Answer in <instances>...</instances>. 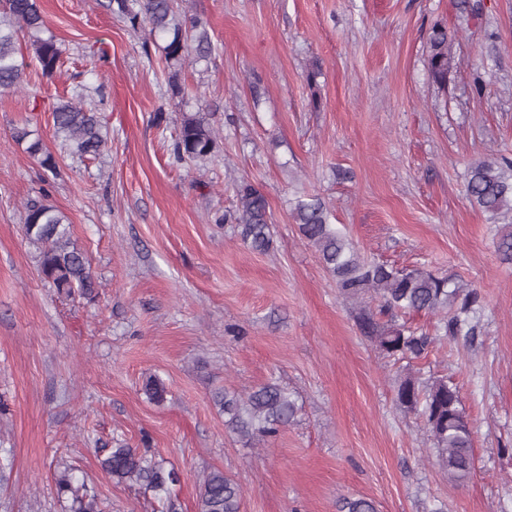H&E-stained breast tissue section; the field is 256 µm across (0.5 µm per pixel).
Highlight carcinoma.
<instances>
[{"instance_id":"obj_1","label":"carcinoma","mask_w":512,"mask_h":512,"mask_svg":"<svg viewBox=\"0 0 512 512\" xmlns=\"http://www.w3.org/2000/svg\"><path fill=\"white\" fill-rule=\"evenodd\" d=\"M108 8L134 28L148 26L151 37H167L163 50L168 62H178L191 52L204 59L215 51L200 19H177L174 0H109ZM23 31L29 35L32 59L43 76H54L60 67L62 49L54 36L43 37L48 27L39 0H0V90L15 89L23 81L27 61L18 46ZM428 48L431 77L444 86L457 67L445 27L432 28ZM52 121L61 148L70 155L96 158L106 150L107 138L100 117L80 101L57 102ZM12 137L19 144H27V152L42 167L56 169L55 157L28 126L14 127ZM215 147L216 135L206 114L183 113L174 143V160H203L212 155ZM465 180L466 196L472 206L487 213L495 224L512 219V158L501 154L474 160L466 167ZM236 198L235 211L224 215V221L235 223L239 236L252 250H271L273 234L264 192L251 182L242 181L236 187ZM293 218L300 235L315 249L346 298L356 303L367 297L378 301L375 311L360 309L358 320L364 334L373 337L387 356L395 360L420 359L440 338L472 333L471 323L481 306L477 290H466L454 279L424 268H396L362 258L351 240L329 222L328 211L317 198L298 200ZM23 230L38 253V271L44 282L67 296L77 294L92 300L98 295L99 282L87 255L73 239L66 216L49 202L47 195L26 203ZM496 247L504 259L512 261V230H498ZM411 312L439 315L441 319L432 332L396 322L397 314ZM381 316L387 322H380ZM143 390L154 402L163 401L166 395L165 384L156 377L148 378ZM396 396L406 411L421 412L448 477L466 480L473 466L472 438L457 389L442 378L423 381L407 373L398 379ZM212 399L224 412V428L249 446L268 442L294 419L298 410L292 393L272 379L246 395L226 389L215 392ZM100 465L113 482L142 484L167 503L168 512H175L171 489L178 482L176 472L166 469L156 457L117 441L106 449ZM55 484L58 494L68 497L70 512H102L97 489L77 479L71 467L57 470ZM241 504L239 484L223 471L214 469L203 476L197 495L198 512H241ZM340 512H376V508L367 498L347 499Z\"/></svg>"}]
</instances>
